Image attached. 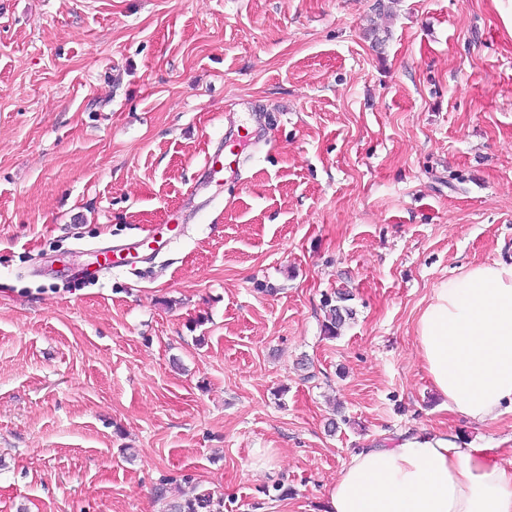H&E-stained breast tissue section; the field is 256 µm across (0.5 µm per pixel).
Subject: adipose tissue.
Returning a JSON list of instances; mask_svg holds the SVG:
<instances>
[{
    "label": "adipose tissue",
    "instance_id": "adipose-tissue-1",
    "mask_svg": "<svg viewBox=\"0 0 512 512\" xmlns=\"http://www.w3.org/2000/svg\"><path fill=\"white\" fill-rule=\"evenodd\" d=\"M419 356L448 410L488 425L512 413V262L441 281L415 327ZM323 512H512V453L451 430L355 449Z\"/></svg>",
    "mask_w": 512,
    "mask_h": 512
}]
</instances>
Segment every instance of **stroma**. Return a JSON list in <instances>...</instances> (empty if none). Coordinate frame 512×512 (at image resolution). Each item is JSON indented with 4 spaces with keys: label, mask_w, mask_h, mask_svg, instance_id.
Wrapping results in <instances>:
<instances>
[{
    "label": "stroma",
    "mask_w": 512,
    "mask_h": 512,
    "mask_svg": "<svg viewBox=\"0 0 512 512\" xmlns=\"http://www.w3.org/2000/svg\"><path fill=\"white\" fill-rule=\"evenodd\" d=\"M494 262L512 0H0V512H322L354 449L511 437L415 348ZM325 307H329L327 311V320L325 323V331L328 336L334 337L338 334V331L345 324L347 318H351L352 310L342 305H331V302L327 299L325 301Z\"/></svg>",
    "instance_id": "1"
}]
</instances>
